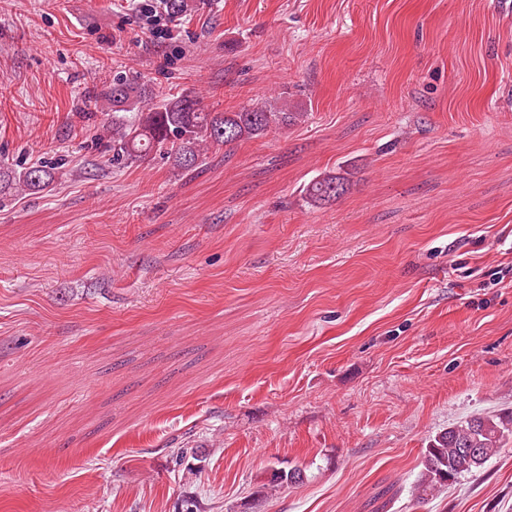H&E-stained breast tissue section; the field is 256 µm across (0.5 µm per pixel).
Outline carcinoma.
Returning a JSON list of instances; mask_svg holds the SVG:
<instances>
[{
	"label": "carcinoma",
	"instance_id": "obj_1",
	"mask_svg": "<svg viewBox=\"0 0 512 512\" xmlns=\"http://www.w3.org/2000/svg\"><path fill=\"white\" fill-rule=\"evenodd\" d=\"M93 98L101 111L112 113L113 162H138L159 150L187 173L199 168L212 147L262 137L272 128L286 127L304 116L293 111L286 99L279 104L256 103L238 112H209L191 89L155 96L120 74L112 76L106 92ZM63 176L62 169L42 162L20 170L0 169V206L8 195L41 193ZM346 190L343 179L324 175L306 186V195L320 205ZM509 432L512 416L479 415L437 434L426 448L418 488L424 493L436 492L481 468L499 452Z\"/></svg>",
	"mask_w": 512,
	"mask_h": 512
}]
</instances>
